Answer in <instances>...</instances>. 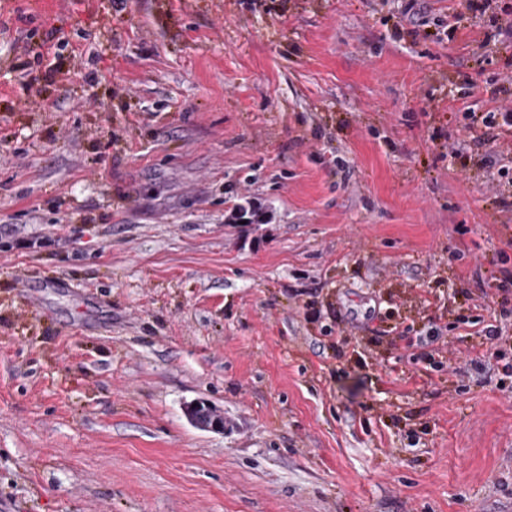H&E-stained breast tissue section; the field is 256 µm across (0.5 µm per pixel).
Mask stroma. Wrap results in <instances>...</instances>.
I'll return each mask as SVG.
<instances>
[{
    "label": "stroma",
    "instance_id": "stroma-1",
    "mask_svg": "<svg viewBox=\"0 0 512 512\" xmlns=\"http://www.w3.org/2000/svg\"><path fill=\"white\" fill-rule=\"evenodd\" d=\"M408 2L0 0V512H512V0ZM503 110V111H502ZM500 112H486L477 114L467 112L470 122L468 129L474 131L472 140L481 147H488V155L481 159V165L486 166L494 162L508 160L511 163L512 155V109L499 107ZM501 118V121H499ZM510 137V141L505 138ZM507 304L508 300L505 297L497 301L491 298V300L488 299L485 303V309L489 312L490 318H493L497 324H487L481 330L482 334L479 335H483L487 341L486 343H490L491 346H497L512 340V336H509L511 334L506 330L507 324L505 323L510 318L511 326L512 308H509ZM496 305L499 309H496ZM187 415L191 422L201 429L216 432L224 431V414L208 404L204 409L199 403L192 404L187 409Z\"/></svg>",
    "mask_w": 512,
    "mask_h": 512
}]
</instances>
